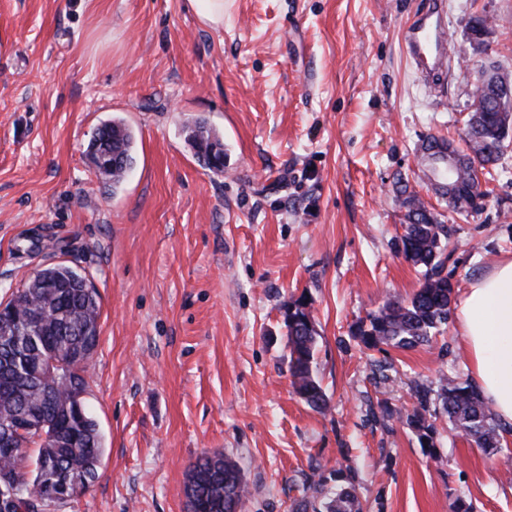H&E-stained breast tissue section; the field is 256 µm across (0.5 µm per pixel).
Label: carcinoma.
I'll return each mask as SVG.
<instances>
[{"label":"carcinoma","instance_id":"cac0c4a2","mask_svg":"<svg viewBox=\"0 0 512 512\" xmlns=\"http://www.w3.org/2000/svg\"><path fill=\"white\" fill-rule=\"evenodd\" d=\"M500 100L495 89L479 71L473 84L465 124L467 165L450 174L461 183L462 192L448 200V207L458 212L477 213L484 208L479 174L492 175L512 137L504 132V122L512 120L499 112ZM189 141L199 162L211 167L209 148L220 143L209 130L199 125L191 130ZM133 136L119 121L101 124L89 145V153L110 152L121 157L123 164L98 169L107 180L118 184L132 163ZM406 208L405 225L399 251L405 259L423 268L419 289L407 303L388 302L368 315V322L357 326L354 336L368 350L382 346L413 349L432 343L451 319L454 283L445 271L443 257L449 236L448 225L427 209L408 187L400 189ZM17 343L7 350L0 342V422L22 413L26 404L39 402L44 410L36 421L42 431L19 436L9 455H0V482L9 479L16 485L19 500H34L38 464L50 465V473H85L86 482L74 493L89 487L97 474L104 452L102 435L90 412L77 419L73 414L76 397L87 390V364L74 360L75 352L99 342L100 297L89 280L74 268L58 264L40 270V277L12 294ZM288 340V371L297 392L314 407L326 406L325 391L315 375L317 339L314 322L304 304L284 313ZM415 406L406 415L407 425L421 446L433 455L438 437L436 420L444 415L455 430L480 448L487 456L502 451L501 431L492 407L467 380L448 378L438 389L424 384L412 387ZM38 446L36 458L28 448ZM336 485L328 478L309 485L311 497L295 503L293 512H317L315 500H324L326 512H360L355 478L336 471ZM248 493L247 483L236 463L221 456H204L190 470L186 495L188 505L199 512H243Z\"/></svg>","mask_w":512,"mask_h":512}]
</instances>
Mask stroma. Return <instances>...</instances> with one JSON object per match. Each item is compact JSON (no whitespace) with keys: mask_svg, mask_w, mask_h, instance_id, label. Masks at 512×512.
<instances>
[{"mask_svg":"<svg viewBox=\"0 0 512 512\" xmlns=\"http://www.w3.org/2000/svg\"><path fill=\"white\" fill-rule=\"evenodd\" d=\"M446 2L453 63L435 91L404 45L427 0H224L220 29L187 0H0V300L57 263L101 298L85 404L104 455L45 512H188L187 474L214 454L240 468L244 512H291L308 480L349 466L362 512H512V432L491 460L443 418L431 454L403 420L414 382L469 379L456 326L409 350L353 336L422 281L396 246L399 181L450 227L456 294L512 258V146L478 214L448 208L420 151L461 142L487 61L512 72V0ZM114 118L135 135L115 186L87 152ZM199 120L223 171L188 142ZM298 303L321 409L288 372Z\"/></svg>","mask_w":512,"mask_h":512,"instance_id":"1","label":"stroma"}]
</instances>
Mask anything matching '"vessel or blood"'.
Masks as SVG:
<instances>
[{
    "label": "vessel or blood",
    "mask_w": 512,
    "mask_h": 512,
    "mask_svg": "<svg viewBox=\"0 0 512 512\" xmlns=\"http://www.w3.org/2000/svg\"><path fill=\"white\" fill-rule=\"evenodd\" d=\"M445 0H428L406 29L410 60L427 83L439 81L448 68Z\"/></svg>",
    "instance_id": "b4317fda"
}]
</instances>
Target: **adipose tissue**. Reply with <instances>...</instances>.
Wrapping results in <instances>:
<instances>
[{
  "label": "adipose tissue",
  "instance_id": "obj_1",
  "mask_svg": "<svg viewBox=\"0 0 512 512\" xmlns=\"http://www.w3.org/2000/svg\"><path fill=\"white\" fill-rule=\"evenodd\" d=\"M473 383L503 425L512 426V260L474 280L456 309Z\"/></svg>",
  "mask_w": 512,
  "mask_h": 512
}]
</instances>
